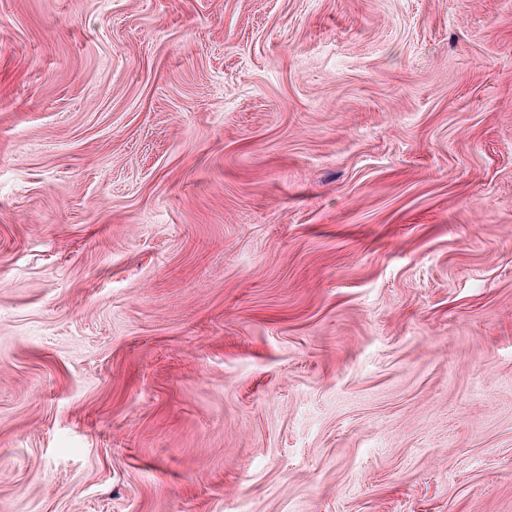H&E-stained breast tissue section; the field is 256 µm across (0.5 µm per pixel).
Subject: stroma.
Returning a JSON list of instances; mask_svg holds the SVG:
<instances>
[{
	"instance_id": "1",
	"label": "stroma",
	"mask_w": 512,
	"mask_h": 512,
	"mask_svg": "<svg viewBox=\"0 0 512 512\" xmlns=\"http://www.w3.org/2000/svg\"><path fill=\"white\" fill-rule=\"evenodd\" d=\"M0 512H512V0H0Z\"/></svg>"
}]
</instances>
